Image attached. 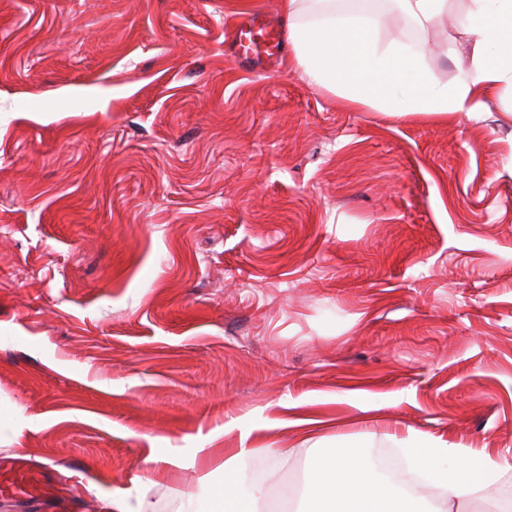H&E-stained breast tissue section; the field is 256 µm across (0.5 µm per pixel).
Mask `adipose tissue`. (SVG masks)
Instances as JSON below:
<instances>
[{"mask_svg":"<svg viewBox=\"0 0 512 512\" xmlns=\"http://www.w3.org/2000/svg\"><path fill=\"white\" fill-rule=\"evenodd\" d=\"M305 13L310 21L300 22ZM281 14L297 66L316 84L342 89L355 104H376L398 116L470 113L500 86H512V0H471L461 25L476 42L465 79L450 90L431 80L417 55L378 46L380 17L337 12L333 0H281ZM401 443L421 482L438 490L436 501L378 480L359 439L310 457L298 492L301 512H474V498L500 477L489 454L412 431ZM252 454L229 449L224 480L209 492V512H261L259 498L240 485L238 465Z\"/></svg>","mask_w":512,"mask_h":512,"instance_id":"adipose-tissue-1","label":"adipose tissue"}]
</instances>
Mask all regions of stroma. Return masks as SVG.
<instances>
[{"label":"stroma","mask_w":512,"mask_h":512,"mask_svg":"<svg viewBox=\"0 0 512 512\" xmlns=\"http://www.w3.org/2000/svg\"><path fill=\"white\" fill-rule=\"evenodd\" d=\"M380 46L463 78L469 0ZM278 0H0V464L71 512L156 478L206 512L242 430L264 512L307 452L416 430L491 451L512 499V87L395 116L238 57ZM12 470L20 488L18 490L2 489L1 493L4 496L30 498H44L48 496L47 490L52 485V482L44 474L33 470L24 461H17L12 466Z\"/></svg>","instance_id":"1"}]
</instances>
